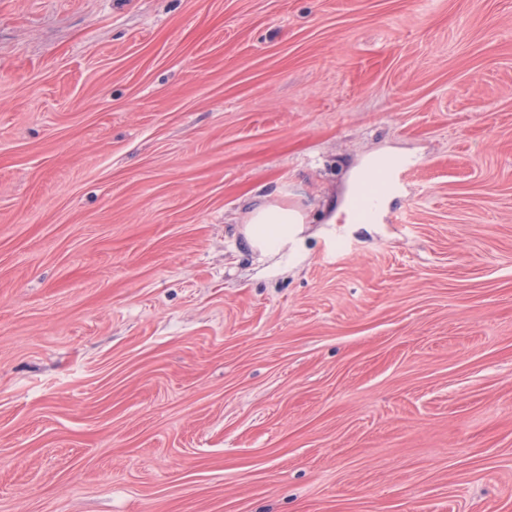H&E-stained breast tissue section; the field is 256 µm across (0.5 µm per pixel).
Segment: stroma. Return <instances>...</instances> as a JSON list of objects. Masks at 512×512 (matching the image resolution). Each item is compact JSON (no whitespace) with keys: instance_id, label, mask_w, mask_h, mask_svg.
I'll return each mask as SVG.
<instances>
[{"instance_id":"stroma-1","label":"stroma","mask_w":512,"mask_h":512,"mask_svg":"<svg viewBox=\"0 0 512 512\" xmlns=\"http://www.w3.org/2000/svg\"><path fill=\"white\" fill-rule=\"evenodd\" d=\"M0 512H512V0H0ZM299 218L288 208L268 203L258 205L244 234L248 244L263 256H276L297 243L302 231Z\"/></svg>"}]
</instances>
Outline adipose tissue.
I'll list each match as a JSON object with an SVG mask.
<instances>
[{
    "label": "adipose tissue",
    "instance_id": "obj_1",
    "mask_svg": "<svg viewBox=\"0 0 512 512\" xmlns=\"http://www.w3.org/2000/svg\"><path fill=\"white\" fill-rule=\"evenodd\" d=\"M301 231L299 218L288 208L263 203L254 209L244 234L261 255L276 256L298 242Z\"/></svg>",
    "mask_w": 512,
    "mask_h": 512
}]
</instances>
